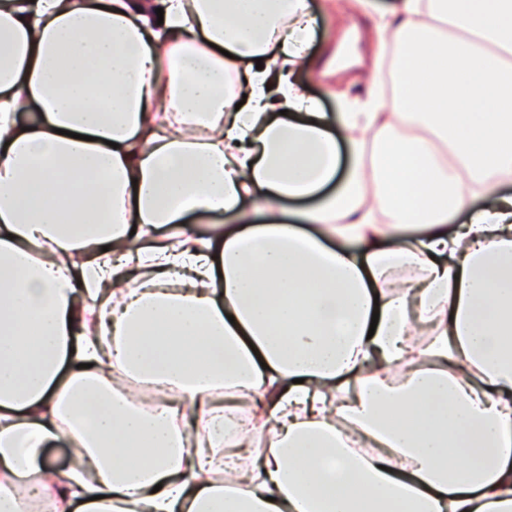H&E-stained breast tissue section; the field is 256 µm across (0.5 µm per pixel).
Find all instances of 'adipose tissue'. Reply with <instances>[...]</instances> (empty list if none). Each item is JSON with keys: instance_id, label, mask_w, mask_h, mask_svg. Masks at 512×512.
<instances>
[{"instance_id": "adipose-tissue-1", "label": "adipose tissue", "mask_w": 512, "mask_h": 512, "mask_svg": "<svg viewBox=\"0 0 512 512\" xmlns=\"http://www.w3.org/2000/svg\"><path fill=\"white\" fill-rule=\"evenodd\" d=\"M345 7L0 0V512H512V0ZM344 0H338L336 14L332 15V22L329 28H325L327 37L330 39L325 45L322 41V34L314 43L312 52L316 56H324L323 61L331 54L336 44L340 41L345 33L357 25L362 30V38L359 50L363 56L366 54H374L377 49V16L369 17L366 15L350 14L343 10L342 4ZM389 50L390 48L386 43L380 52L387 57L383 79L381 72L386 57L380 58L382 67L380 73L376 76L369 73L366 68L364 70L348 69L346 73L337 76H322L320 67H316L314 62L309 59V61L302 62L293 69L292 79L308 94L320 99L324 110L327 112H339L340 102L338 100H342L344 105L347 104L349 107L364 101L368 96L373 80L379 82L383 94L386 98H389L393 95L390 58L387 56Z\"/></svg>"}]
</instances>
